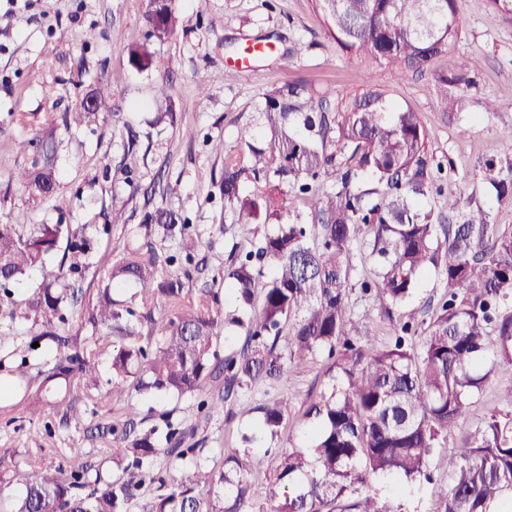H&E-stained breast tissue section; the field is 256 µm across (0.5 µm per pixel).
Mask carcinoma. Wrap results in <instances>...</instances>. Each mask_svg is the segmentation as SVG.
<instances>
[{
	"label": "carcinoma",
	"mask_w": 512,
	"mask_h": 512,
	"mask_svg": "<svg viewBox=\"0 0 512 512\" xmlns=\"http://www.w3.org/2000/svg\"><path fill=\"white\" fill-rule=\"evenodd\" d=\"M326 20L325 37L346 53L391 67L396 78L430 75L441 111L464 112L478 97L481 59L461 58L450 73L431 69L434 58L460 38L461 0H312ZM150 35L162 40L195 26L176 0H147ZM140 69L152 64L144 45L129 47ZM95 105L64 115L66 126L90 124L111 110L108 86L99 83ZM336 99L332 88L304 80L262 93V125L244 123L241 153L224 160L219 189L224 211L248 227H265L251 249L229 255L209 245L202 265L235 297L230 320L218 291L187 288L188 265L213 229L189 223L182 213L158 207L138 225L144 243L112 242L104 286L86 297L93 267L90 224H0V363H12L0 401L22 393L23 412L41 415L65 404V420L80 427L78 403L100 398L87 380L108 366L104 403L138 393L197 395V414L234 389L261 385L293 373L320 354L335 359L327 390L309 395L310 419L303 445L282 452L269 512H396L371 494L372 482L397 477L408 484L430 479L438 450L448 457L453 486L432 512H512V385L461 445L448 443L470 400L489 377L512 371V228L494 223L484 202L445 186L444 166L426 148L420 113L368 86ZM508 153L482 165L486 194L512 203V128ZM33 147L32 167L12 175L33 196L55 191L56 147L51 139L22 141ZM433 196L447 209L437 211ZM175 244L160 253L154 241ZM359 248L371 264L359 278L379 316L399 319L394 341L376 348L368 326L353 318L349 286ZM272 277L261 282L264 264ZM40 286L23 299L10 286L30 271ZM435 272L446 294L427 326L401 309L422 278ZM137 284L126 301L112 289ZM262 288L256 302V288ZM163 313L154 317L153 309ZM245 342L221 355L226 326ZM41 346L34 348L32 343ZM262 429L281 436L288 399L267 403ZM131 413L112 424L107 460L121 475L110 481L102 465L84 460L81 443L69 448L73 466L47 468L35 459L5 464L0 457V500L10 512H248L251 478L265 457L221 448L222 464H210L195 430L135 432ZM163 454L180 462L169 475L144 466ZM156 493L139 504V492Z\"/></svg>",
	"instance_id": "carcinoma-1"
}]
</instances>
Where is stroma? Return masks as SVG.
<instances>
[{"mask_svg": "<svg viewBox=\"0 0 512 512\" xmlns=\"http://www.w3.org/2000/svg\"><path fill=\"white\" fill-rule=\"evenodd\" d=\"M179 10L197 18L191 30L159 40L145 21V0H0V224L26 214L29 223L96 224L103 232L96 247L104 254L120 227L108 226L112 209H124L128 226H136L153 207L162 205L189 216L192 223L224 227L217 246H246L247 236L224 212L217 182L224 160L239 151L237 129L254 114L269 85L304 80L332 87L337 94L361 92L373 85L396 103L420 112L426 146L448 164V184L462 197L481 195L480 161L501 154L504 129L512 127V16L495 11L489 0H462L461 35L455 51L438 58L435 69H455L461 55L482 59L481 96L497 109L480 113L478 105L457 116L439 112L428 78L394 79L390 69L368 65L362 56L340 50L323 36L324 21L311 0H177ZM96 39L85 40L88 30ZM120 40H113V33ZM275 38L270 54L254 59L250 74L237 72L238 45L258 36ZM309 43L304 54L295 42ZM142 44L152 66L141 71L128 47ZM108 85L113 109L90 127H66L61 115L79 106L98 83ZM208 92H201V85ZM169 98L171 112L158 116L154 102ZM52 134L57 147V186L48 198L29 203L27 192L11 176L30 167L33 152L21 141ZM224 143L223 155L211 151ZM330 360L320 356L283 380L236 389L209 418L196 415V398L145 399L134 395L97 409L85 428L66 427L62 408L29 419L22 409L0 411V450L15 458L35 457L69 464L68 448L80 439L88 461L103 457L105 446L94 426L135 408L147 425L171 422L194 426L205 443L203 454L248 447L265 455L256 476L250 512H267L266 495L276 480L278 458L288 444H300L309 421L304 416L310 394L326 389ZM512 384V373H499L483 386L464 415L453 442L473 434L499 405V392ZM287 397L288 424L273 439L257 429L261 405ZM250 444H243V435ZM431 481L397 487L377 481L374 491L397 512H430L438 492L451 487L446 457L435 456Z\"/></svg>", "mask_w": 512, "mask_h": 512, "instance_id": "35a3bbf8", "label": "stroma"}]
</instances>
